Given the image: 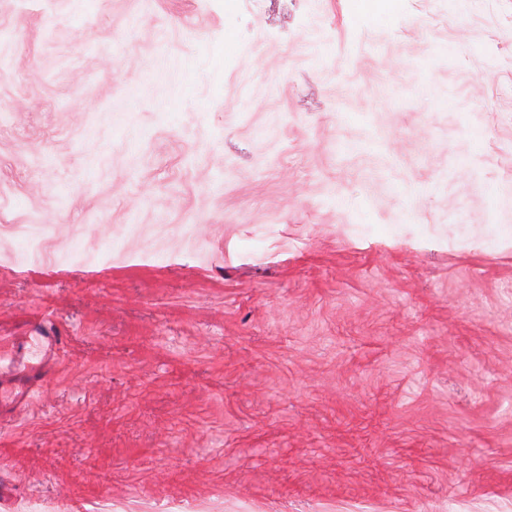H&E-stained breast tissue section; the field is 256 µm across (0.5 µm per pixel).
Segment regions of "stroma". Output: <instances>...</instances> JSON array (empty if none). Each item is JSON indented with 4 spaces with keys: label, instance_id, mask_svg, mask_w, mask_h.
Wrapping results in <instances>:
<instances>
[{
    "label": "stroma",
    "instance_id": "obj_1",
    "mask_svg": "<svg viewBox=\"0 0 512 512\" xmlns=\"http://www.w3.org/2000/svg\"><path fill=\"white\" fill-rule=\"evenodd\" d=\"M0 0V512H512V0ZM400 6V0H360L356 2V8L369 18L383 13L396 14L399 12Z\"/></svg>",
    "mask_w": 512,
    "mask_h": 512
}]
</instances>
